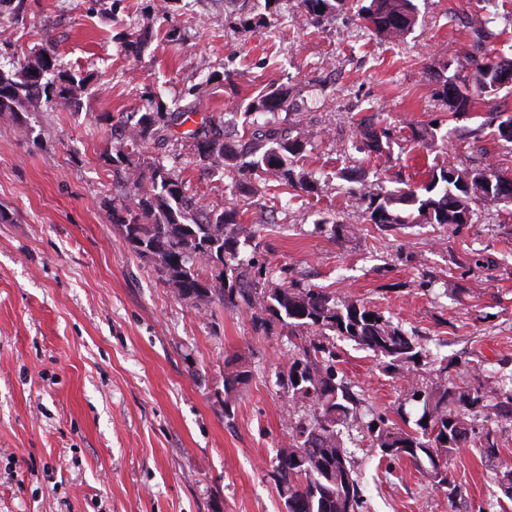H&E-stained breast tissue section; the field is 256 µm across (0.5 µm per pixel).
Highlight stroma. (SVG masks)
<instances>
[{"label":"stroma","instance_id":"35a3bbf8","mask_svg":"<svg viewBox=\"0 0 512 512\" xmlns=\"http://www.w3.org/2000/svg\"><path fill=\"white\" fill-rule=\"evenodd\" d=\"M416 0L404 41L362 29L353 11L311 23L288 9L276 27L241 33L224 0H25L4 51L20 62L42 37L64 69L86 79L79 109L38 106L0 115V512H283L277 452L300 414L278 376L288 338L256 331L245 308L198 312L178 299L112 219L125 192L112 175V126L150 91L169 102L200 86L201 115L243 111L249 97L288 86V117L310 143L301 160L317 180L278 203L275 183L250 195L193 165L180 176L207 207L237 205L255 230L243 255L291 279L364 302L415 332L432 354L512 370V205L475 202L471 223L382 230L365 224L338 173L356 167L374 188L422 185L429 168L486 161L512 177V143L481 130L486 112L512 111V87L449 112L436 76L458 75L472 27L512 57V0ZM179 27L180 38L167 33ZM145 29L140 55L125 38ZM234 71L233 80L223 78ZM390 128L389 148L362 133ZM434 129L413 141L412 128ZM361 225L332 235L330 221ZM484 264L475 266L473 252ZM336 368L363 407L415 420L400 383L371 351L337 342ZM252 372L224 404L228 362ZM346 445L365 487L363 512H512L489 502L494 472L473 448L448 462L456 501L408 461L391 462L367 434Z\"/></svg>","mask_w":512,"mask_h":512}]
</instances>
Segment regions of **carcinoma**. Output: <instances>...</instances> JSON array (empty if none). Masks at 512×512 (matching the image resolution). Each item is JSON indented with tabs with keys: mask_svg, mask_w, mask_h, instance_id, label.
I'll return each mask as SVG.
<instances>
[{
	"mask_svg": "<svg viewBox=\"0 0 512 512\" xmlns=\"http://www.w3.org/2000/svg\"><path fill=\"white\" fill-rule=\"evenodd\" d=\"M265 2L268 14L258 18L239 6L242 29L258 33L273 23L282 0ZM349 2L298 0L315 21ZM417 13L414 0H367L357 9L364 29L390 41L409 33ZM471 40L473 50L458 63L469 71L470 83L462 89L437 80L435 93L450 112H465L472 102L495 96L512 82V60L488 55L486 36L478 28L471 30ZM85 83L62 69L44 42L25 62L10 68L0 65V114L16 116L41 102L76 105ZM197 88L185 87L169 105L148 92L142 110L121 120L112 164L129 196L112 205V220L123 227L136 254L154 261L156 273L179 299L201 311L216 304L242 305L257 329L267 331L277 324L297 339L295 356L281 372L280 383L295 403L311 409V415L296 422L295 436L278 451L275 472L285 512H362L360 474L345 446V428L367 429L380 458L410 461L437 490L448 484L440 461L460 448H475L493 467L502 494L512 500V465L501 459L499 450L512 425V373L486 375L465 361L456 379L447 374L446 366L424 374L430 351L402 324L358 300L290 283L283 275L279 284H273V270L265 263L240 257L241 241H250L255 232L243 230L237 208L215 211L199 205L187 195L173 168L152 162L149 171L143 170L142 150L165 145L173 129L183 127L199 111ZM292 109L290 89L271 85L242 112L240 137H226L222 119L201 121L182 132L195 146L191 163L204 170L221 169L224 178L245 193L253 190L247 181L254 177L274 181L285 191H313L308 175L297 169L306 142L280 119V113ZM481 128H493L497 136L512 142V115L502 110L487 113ZM347 181L357 184L352 194L365 220L385 230L417 224L453 229L470 223L475 200L512 201V179L492 163L467 169L452 163L436 165L422 187L407 183L384 193L361 179ZM334 339L372 351L387 372L398 376L407 400L420 408L415 428L390 424L382 415L366 419L359 394L338 377ZM251 378V371L242 366L224 372V412ZM493 419L505 425L488 427Z\"/></svg>",
	"mask_w": 512,
	"mask_h": 512,
	"instance_id": "obj_1",
	"label": "carcinoma"
}]
</instances>
